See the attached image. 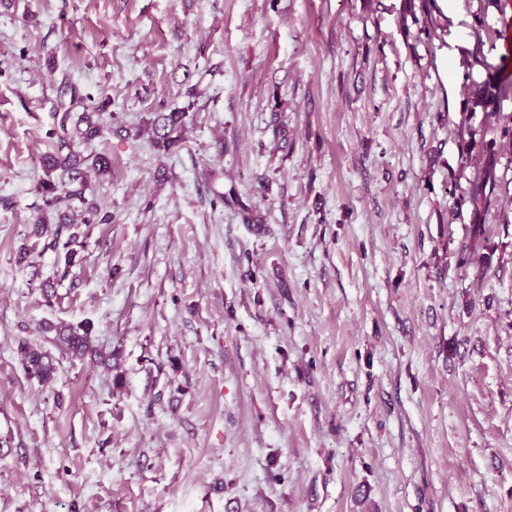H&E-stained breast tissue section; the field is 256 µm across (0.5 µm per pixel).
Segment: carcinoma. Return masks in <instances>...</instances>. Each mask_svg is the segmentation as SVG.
Segmentation results:
<instances>
[{
  "label": "carcinoma",
  "mask_w": 512,
  "mask_h": 512,
  "mask_svg": "<svg viewBox=\"0 0 512 512\" xmlns=\"http://www.w3.org/2000/svg\"><path fill=\"white\" fill-rule=\"evenodd\" d=\"M69 102L62 103L64 111L55 129L49 133L51 143L42 157L43 176L39 180V191L44 198V209L34 221L32 245L20 252L27 260L36 249L55 254L57 263L63 265L62 275H67L75 263L79 250L84 247L86 234L80 231L85 224H104L109 216L100 215L94 198V187L110 179L112 156L106 152L84 155L79 145L89 144L102 137L105 126V106L90 107L86 97L71 86L68 88ZM503 87L492 81L472 92L473 107L487 108L494 104ZM188 108L177 111L157 112L149 120L145 131L153 146L164 152L179 147L184 142ZM485 165L481 175L472 181L469 201L475 207L490 206L487 187L496 183L495 152L493 147L484 148ZM42 333L55 348L50 352L42 345L24 341L19 346L23 369L43 383L51 381L58 370L61 359L97 358L112 367L116 354L97 348L91 339L89 324H56L47 322Z\"/></svg>",
  "instance_id": "cac0c4a2"
}]
</instances>
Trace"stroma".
Listing matches in <instances>:
<instances>
[{"mask_svg": "<svg viewBox=\"0 0 512 512\" xmlns=\"http://www.w3.org/2000/svg\"><path fill=\"white\" fill-rule=\"evenodd\" d=\"M506 15L0 0V512H512V84L497 121L468 100ZM70 84L112 114V179L66 274L18 254ZM183 107L174 153L132 138ZM48 320L117 372L28 376ZM486 153L485 165L482 168L481 175L472 181L469 191V201L479 208L480 206L486 208L490 206L489 192L486 193L487 186H493L496 183V167H495V152L492 145L486 148L483 147Z\"/></svg>", "mask_w": 512, "mask_h": 512, "instance_id": "1", "label": "stroma"}]
</instances>
